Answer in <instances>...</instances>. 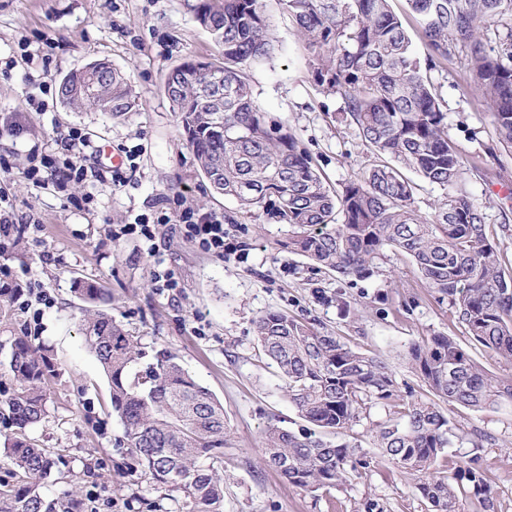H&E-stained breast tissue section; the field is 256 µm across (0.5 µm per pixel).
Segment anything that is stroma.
<instances>
[{"instance_id": "1", "label": "stroma", "mask_w": 512, "mask_h": 512, "mask_svg": "<svg viewBox=\"0 0 512 512\" xmlns=\"http://www.w3.org/2000/svg\"><path fill=\"white\" fill-rule=\"evenodd\" d=\"M197 0H0V114L19 122L20 136L0 132V194L17 224L14 242L0 246V286L22 288L16 327L50 347L58 369L47 383L49 414L29 428L37 446L66 456L62 474L43 484L50 498L69 491L91 512H173L175 504L146 482L130 484L122 467L123 426L109 404L103 370L79 331V287L93 283L110 295L106 309L147 350L164 349L224 407L230 446L224 451V512H429L411 478L375 446L388 408L379 403L357 427L367 466L330 491L288 484L264 461L262 438L278 426L303 422L281 389L275 367L260 352L253 322L269 311L304 317L384 361L399 388L429 391L405 358L415 342L444 334L488 372L512 375V361L476 343L448 297L430 288L410 260L389 251L370 277H345L288 252L287 225L261 209L247 211L213 191L183 139L165 93L175 66L190 59L222 62V51L195 18ZM275 37L272 59L247 67L253 98L270 121L282 124L313 165L343 188L374 160L346 113L344 97L313 78L314 53L278 0H265ZM131 82L138 111L114 119L53 97L46 109L26 104L39 82L100 60ZM429 81L448 114V134L466 168L465 189L488 224L504 270L512 272V150L503 149L474 94L466 49H456ZM87 133L99 153L90 166L122 159L124 187L87 180L58 188L35 184L23 172L34 156L52 154L70 130ZM90 196L83 207L68 197ZM208 213L237 227L249 244L244 260L224 259L170 225L154 238L130 232L153 219L162 200ZM462 432L491 436L481 448L451 447L440 464L467 461L494 492L492 512H512V403L481 411L447 407Z\"/></svg>"}]
</instances>
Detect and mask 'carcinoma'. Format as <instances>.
I'll return each instance as SVG.
<instances>
[{
    "label": "carcinoma",
    "instance_id": "obj_1",
    "mask_svg": "<svg viewBox=\"0 0 512 512\" xmlns=\"http://www.w3.org/2000/svg\"><path fill=\"white\" fill-rule=\"evenodd\" d=\"M426 41L421 59L391 0H279L314 52L316 83L346 100L351 121L375 160L338 192L286 132L268 126L244 77L246 66L269 57L273 38L263 0H198L196 19L224 49V62L182 63L165 92L182 135L213 190L240 208H262L291 227L283 247L347 277L373 272L384 252L408 256L420 278L450 298L458 319L481 346L512 361V275L474 201L463 189L466 168L448 136V113L424 75L445 64L452 49L468 48L469 70L490 111L501 143L512 148V0H405ZM509 48L500 52L485 33ZM94 82L97 95L83 87ZM61 98L114 118L139 107L128 78L109 61L66 75ZM414 172L444 191L434 215L413 205ZM78 293L92 305L81 320L88 351L109 381L131 476L180 494V512H224V447L229 433L220 401L163 350L140 366L146 351L103 309L104 289ZM19 288H0V323L13 322ZM264 354L276 365L288 402L307 423L305 432L272 427L265 433L267 464L289 484L312 492L340 487L366 464L353 428L384 401L389 418L376 430L377 448L399 470L419 479L416 489L431 512H461L460 500L491 502L475 469L458 465L439 475L446 448H481L485 434L456 431L435 402L403 394L378 358L334 332L281 312L254 321ZM13 383L0 390V419L13 431L0 448L12 481L0 482V512H88L73 494L47 498L42 481L60 459L39 448L27 430L48 414L46 383L56 372L50 349L26 336L0 339ZM406 357L435 396L481 411L512 401V376H492L450 336L412 344ZM327 434L340 441L324 439Z\"/></svg>",
    "mask_w": 512,
    "mask_h": 512
}]
</instances>
